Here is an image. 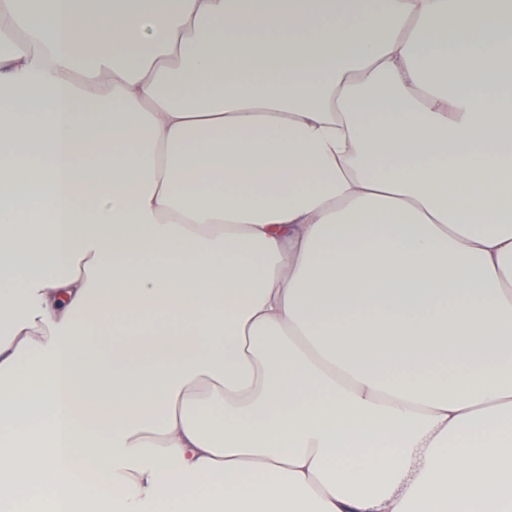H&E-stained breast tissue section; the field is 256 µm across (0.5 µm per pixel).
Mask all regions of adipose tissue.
Wrapping results in <instances>:
<instances>
[{
	"label": "adipose tissue",
	"mask_w": 512,
	"mask_h": 512,
	"mask_svg": "<svg viewBox=\"0 0 512 512\" xmlns=\"http://www.w3.org/2000/svg\"><path fill=\"white\" fill-rule=\"evenodd\" d=\"M171 499L512 512V0H0V504Z\"/></svg>",
	"instance_id": "obj_1"
}]
</instances>
